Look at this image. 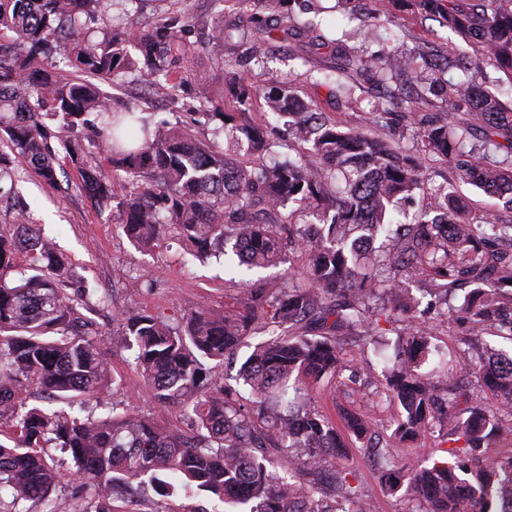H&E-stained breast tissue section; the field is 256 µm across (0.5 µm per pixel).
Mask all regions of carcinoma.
Instances as JSON below:
<instances>
[{
    "label": "carcinoma",
    "mask_w": 512,
    "mask_h": 512,
    "mask_svg": "<svg viewBox=\"0 0 512 512\" xmlns=\"http://www.w3.org/2000/svg\"><path fill=\"white\" fill-rule=\"evenodd\" d=\"M270 0L274 33L296 28L336 52L342 61L333 81L338 97L374 82L379 96L370 120L379 123L401 105L415 128L414 151L359 131H345L282 86L264 96L263 108L284 121L294 156L264 162L272 145L254 126H238L248 157L236 160L166 120H148L132 106L112 105L99 82L136 71L156 94L177 98L194 80L200 112L195 122L213 139L235 112L252 107L242 89L232 109L215 99L207 82L191 77L180 51L186 18L141 23L138 56L118 30L99 38L82 17L112 8V0H0V182L12 178L17 157L50 187L59 186V150L81 176L91 198H115L102 161L124 174L117 202L122 230L137 247H157L169 227L189 242L196 258L224 253L232 241L239 265L251 271L283 262L287 248L307 254L305 284L275 292L251 290L245 315L218 316L200 306L175 318L163 312L125 316L116 345L129 350L158 401L173 405L194 426L177 428L129 411L96 417L89 406L109 408L112 364L105 347L76 329V306L105 303L77 274L54 240L41 234L23 209L31 253L30 274L9 279L18 250L13 227H0V512H56L51 492L69 475L84 502L82 512H114L112 502L144 486L205 494L224 512H372L354 482L356 471L336 466L349 456L343 434L370 449L390 496L411 504L408 512H512V351L491 349L485 335L512 343V224L466 217V203L432 185L430 163L448 165L451 185H470L499 196L512 208V107L488 90L483 66L512 73V0H421L463 42L480 45L478 61L436 57L422 67L406 55L368 61L322 30L323 9L305 4L300 19ZM224 28L208 36L207 52L224 64ZM65 60L72 75L52 61ZM449 100L482 123L484 139L468 143L470 125L415 119L423 107ZM94 132L88 149L67 134ZM417 192L433 196L432 213L413 217L400 234L390 208ZM363 238L382 239L362 253ZM426 281L423 296L442 308L464 283L472 286L461 308L470 336L455 372L436 359L434 327L417 311L420 300L400 279ZM396 335V361L382 371L377 397L396 402L401 415L390 439L357 413L337 427L314 406L323 382L351 369L346 338L365 346ZM258 330L266 338L250 344ZM250 348L237 371L251 395L245 407L221 382L207 378L203 361ZM36 403L18 399L28 384ZM509 408L490 411L488 398ZM62 401L67 408L55 409ZM434 440L442 456L403 460L395 443ZM71 457L67 473L45 450ZM169 476L163 480L159 474Z\"/></svg>",
    "instance_id": "1"
}]
</instances>
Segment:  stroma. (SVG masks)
Listing matches in <instances>:
<instances>
[{
	"instance_id": "stroma-1",
	"label": "stroma",
	"mask_w": 512,
	"mask_h": 512,
	"mask_svg": "<svg viewBox=\"0 0 512 512\" xmlns=\"http://www.w3.org/2000/svg\"><path fill=\"white\" fill-rule=\"evenodd\" d=\"M180 12L195 18L196 24L185 37L192 58L193 71L205 77L224 103H232L238 82H245L257 94H264L281 83H290L296 94L313 103L343 129L368 132L372 136L405 149H412L414 130L399 117L385 123H372L367 112L368 101L377 89L366 84L355 91L354 101L336 98L323 83L324 76L336 61L329 49L288 35L273 41L264 40L262 29L271 18L266 0H245L240 6L217 10L212 0H144L142 15L157 21L170 13ZM395 41L362 37L370 28V18L354 19L342 13L326 15L334 36L346 37L351 52L371 58L388 52L404 54L441 52L451 55L466 52L475 55L476 48L465 45L447 28L421 13L418 6L396 4L392 9ZM221 24L233 34L224 47V66L215 65L203 49L206 24ZM103 91L115 103L138 105L146 115L171 122H188L198 102L183 94L170 100L157 98L134 76H125L121 84L103 83ZM16 189L29 206L30 218L44 232L55 238L61 251L71 260L77 273L99 293L113 300L112 308L93 306L80 309L78 316L86 331L102 336L112 360L114 383L111 401L118 409H130L172 427L191 433L192 426L175 408H163L151 388L136 370L132 353L117 348L113 337L119 328L113 310L125 315L162 311L182 316L199 306H207L217 315L241 310L245 293L242 280L251 287L275 291L288 276L300 274L305 256L300 252L287 254L286 261L276 268L259 269L240 275L230 266L215 259L201 261L192 256L186 243L167 239L149 252L130 244L123 234L119 214L110 204L92 201L80 189V179L71 166L58 173L60 188L42 183L23 162H15ZM152 278V287H145L144 278ZM315 405L331 420H339L346 411L369 415L381 427L397 419L398 404L377 401L370 390L363 389L352 397L334 384H323L315 393ZM347 466L357 470L364 498L374 500L377 512H407V502L388 495L382 488L370 456L351 452ZM214 501L201 496L177 492L160 495L148 490L114 501L115 512H197L198 508H214Z\"/></svg>"
}]
</instances>
